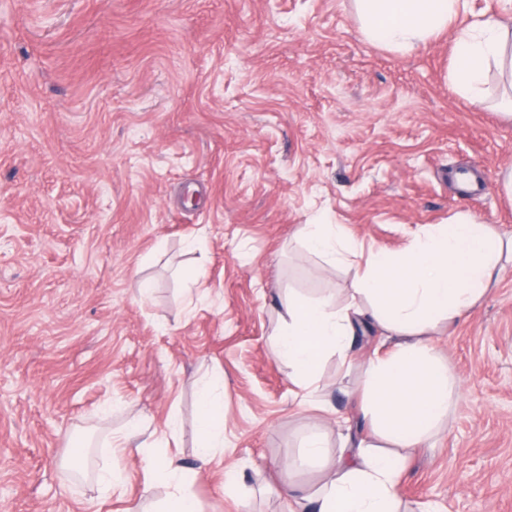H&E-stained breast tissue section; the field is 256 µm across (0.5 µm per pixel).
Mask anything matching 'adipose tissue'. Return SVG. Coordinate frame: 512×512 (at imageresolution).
Masks as SVG:
<instances>
[{
    "instance_id": "1",
    "label": "adipose tissue",
    "mask_w": 512,
    "mask_h": 512,
    "mask_svg": "<svg viewBox=\"0 0 512 512\" xmlns=\"http://www.w3.org/2000/svg\"><path fill=\"white\" fill-rule=\"evenodd\" d=\"M465 7L466 0H356L361 30L372 42L411 49L450 33V84L475 97L490 62L512 67V25L486 14L468 29L455 30L454 19ZM304 238L330 264H343L358 253L357 243L338 224L305 225ZM506 252L512 254V238L461 218L432 225L401 252L373 255L357 271L346 304L328 297H288L272 348L304 387L317 385L326 357L352 360L362 324L376 323L394 341L388 354L364 364L350 395L365 435H343L333 470L316 497L318 512H400L401 476L447 419L454 398L448 371L427 336L468 315L497 281ZM199 430L205 448L222 447L224 406L207 391L200 397Z\"/></svg>"
}]
</instances>
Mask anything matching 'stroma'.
Segmentation results:
<instances>
[{
  "label": "stroma",
  "mask_w": 512,
  "mask_h": 512,
  "mask_svg": "<svg viewBox=\"0 0 512 512\" xmlns=\"http://www.w3.org/2000/svg\"><path fill=\"white\" fill-rule=\"evenodd\" d=\"M452 62L444 35L369 41L355 0H0V512H156L141 443L197 512H287L284 478L320 487L302 445L337 447L382 332L326 359L314 397L295 384L270 347L284 298L353 278L301 226L342 225L365 257L460 216L512 237V76L491 66L477 104ZM428 340L457 398L403 506L512 512V262ZM207 383L224 445L206 463Z\"/></svg>",
  "instance_id": "35a3bbf8"
}]
</instances>
